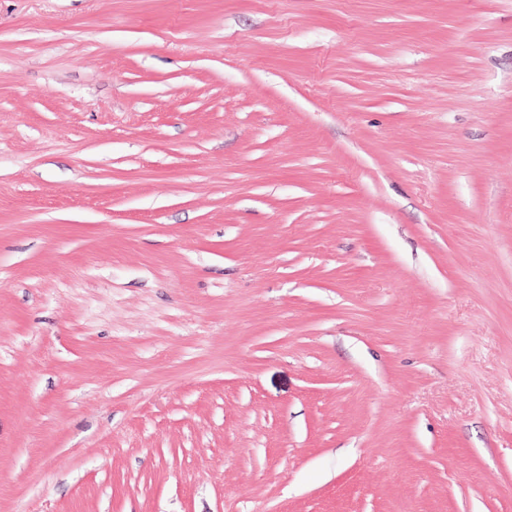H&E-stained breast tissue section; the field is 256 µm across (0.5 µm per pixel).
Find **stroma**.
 <instances>
[{
	"instance_id": "obj_1",
	"label": "stroma",
	"mask_w": 512,
	"mask_h": 512,
	"mask_svg": "<svg viewBox=\"0 0 512 512\" xmlns=\"http://www.w3.org/2000/svg\"><path fill=\"white\" fill-rule=\"evenodd\" d=\"M0 512H512V0H0Z\"/></svg>"
}]
</instances>
